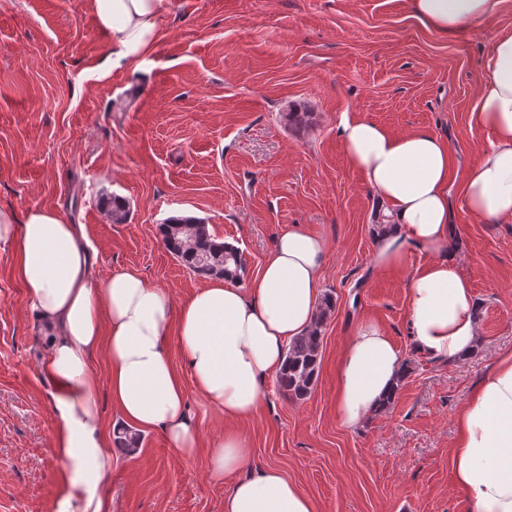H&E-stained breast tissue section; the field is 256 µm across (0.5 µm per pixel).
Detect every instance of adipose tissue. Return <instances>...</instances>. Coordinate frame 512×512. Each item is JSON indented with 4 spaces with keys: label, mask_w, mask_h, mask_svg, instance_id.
I'll list each match as a JSON object with an SVG mask.
<instances>
[{
    "label": "adipose tissue",
    "mask_w": 512,
    "mask_h": 512,
    "mask_svg": "<svg viewBox=\"0 0 512 512\" xmlns=\"http://www.w3.org/2000/svg\"><path fill=\"white\" fill-rule=\"evenodd\" d=\"M501 0H410L413 15L443 38L493 18ZM112 49V65L141 67L161 36L169 0H88ZM486 79L469 121L492 141L461 188L463 209L487 223L512 220V28L497 36ZM344 154L386 204L388 225L377 237L375 270L402 267L410 252L426 261L411 274L408 320L415 350L444 361L469 355L478 334V304L451 241L448 195L452 152L427 129L396 133L361 117L340 124ZM0 249L10 250L30 310L45 336L42 372L54 383L53 443L81 487L79 512H107L100 484L112 469V433L101 420L96 392L106 382L126 427L161 431L183 456L200 444L202 414L191 413L183 384L191 378L203 412L221 415L223 434L208 448L211 482L234 481L224 512H316L313 500L274 466L245 471L251 448L239 423L265 402L288 341L313 324L327 254L325 240L296 225L285 228L249 287L210 278L174 308L168 290L138 272L95 275L96 253L83 225L54 208L25 215L0 207ZM176 331L185 369L177 371L166 336ZM105 352L98 379L91 360ZM400 349L377 324L358 325L337 370L336 410L353 427L397 388ZM454 483L470 512H512V351L468 393L454 422Z\"/></svg>",
    "instance_id": "1"
}]
</instances>
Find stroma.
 <instances>
[{
    "label": "stroma",
    "mask_w": 512,
    "mask_h": 512,
    "mask_svg": "<svg viewBox=\"0 0 512 512\" xmlns=\"http://www.w3.org/2000/svg\"><path fill=\"white\" fill-rule=\"evenodd\" d=\"M162 35L139 70L100 76L110 53L85 0H0V207L59 209L83 225L96 271L134 269L174 305L205 285L164 247L172 216L208 224L240 247L254 276L288 225L328 245L320 372L306 398L270 384L243 423L249 467L278 466L317 512H468L450 451L470 389L512 350V222L469 216L452 195L461 271L479 307L478 343L458 362L411 347L406 283L425 261L372 269L383 206L343 153V115L394 132L446 137L463 181L487 131L469 114L512 0L444 39L409 0H170ZM307 111V125L288 119ZM126 209L113 223V198ZM381 325L412 369L390 407L355 427L336 415V364L361 322ZM46 342L9 251L0 250V512H76L67 461L53 446ZM219 415L186 457L158 431L112 449L108 512H224L227 484L208 479Z\"/></svg>",
    "instance_id": "stroma-1"
}]
</instances>
